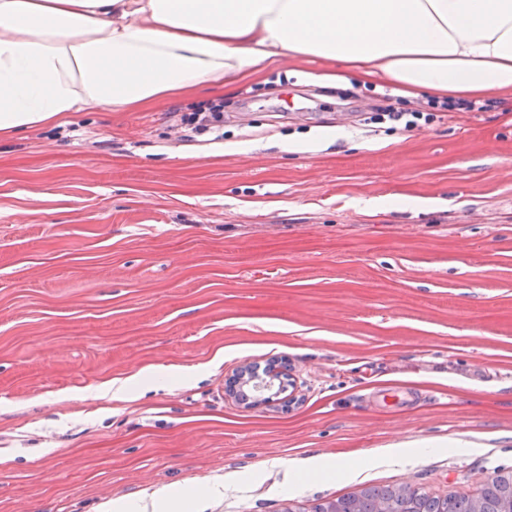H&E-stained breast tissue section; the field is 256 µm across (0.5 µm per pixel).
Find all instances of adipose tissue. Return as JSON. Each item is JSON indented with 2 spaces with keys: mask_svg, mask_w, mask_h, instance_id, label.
I'll return each instance as SVG.
<instances>
[{
  "mask_svg": "<svg viewBox=\"0 0 512 512\" xmlns=\"http://www.w3.org/2000/svg\"><path fill=\"white\" fill-rule=\"evenodd\" d=\"M350 64L397 95L512 92V0H0V138L165 101L280 58ZM141 368L89 387H164Z\"/></svg>",
  "mask_w": 512,
  "mask_h": 512,
  "instance_id": "1",
  "label": "adipose tissue"
}]
</instances>
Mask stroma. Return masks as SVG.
I'll use <instances>...</instances> for the list:
<instances>
[{"mask_svg": "<svg viewBox=\"0 0 512 512\" xmlns=\"http://www.w3.org/2000/svg\"><path fill=\"white\" fill-rule=\"evenodd\" d=\"M344 71L235 83L219 140L171 127L200 89L0 141V512L476 496L512 469V97L388 132L364 121L385 84L318 81ZM281 358L291 394H227ZM145 366L196 373L79 395ZM320 454L336 472L301 473ZM261 379L256 372L252 371L251 366L241 367L237 373V378L234 379L229 387L228 392L232 395L237 401L241 404L245 405L248 408L254 407L255 400L251 401L248 394L245 392L244 387L249 383ZM221 492L220 486L216 485H201L191 491L176 489L172 493L176 511L159 510L160 512H192L189 510L196 506L197 502L206 497L219 494Z\"/></svg>", "mask_w": 512, "mask_h": 512, "instance_id": "1", "label": "stroma"}]
</instances>
